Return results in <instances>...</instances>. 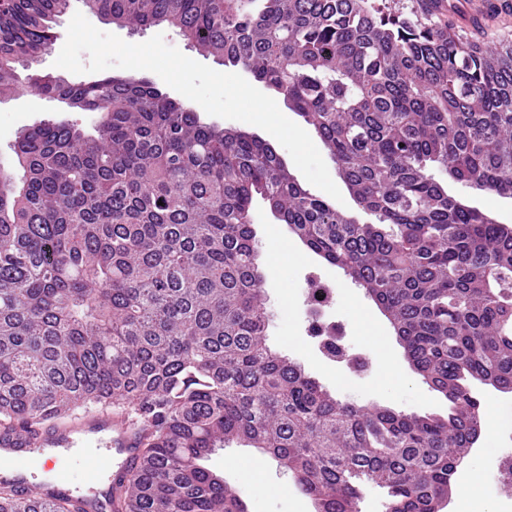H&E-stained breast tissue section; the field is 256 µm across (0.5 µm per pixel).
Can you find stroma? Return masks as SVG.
Masks as SVG:
<instances>
[{"mask_svg": "<svg viewBox=\"0 0 512 512\" xmlns=\"http://www.w3.org/2000/svg\"><path fill=\"white\" fill-rule=\"evenodd\" d=\"M89 22L101 31L115 34L129 43H141L163 34L168 45L178 48L191 59L201 60L216 71L224 64L198 52L174 28L162 24L136 31L109 23L96 15ZM101 119L97 112H71L57 101L43 98L27 88H20L0 100V165L12 169L11 146L18 132L41 122L73 121L86 131H93ZM264 281L263 289L269 316L268 344L281 355L295 361L332 396L343 403L378 406L418 415H447L448 403L438 392L422 383L408 362L404 349L385 317L376 323L365 322L354 307V300H365L343 270L329 264L292 235L287 225L279 223L264 203H256L252 213ZM328 280L335 290L332 307L337 320L345 326L344 344L350 354L363 358L365 366L354 371L327 362L307 334L304 314L308 279ZM397 358V371L383 372L384 354ZM485 413L497 416L495 425H483L482 433L464 458L463 464L474 469L481 481V497L501 512L503 502L497 496L494 460L499 453H512V391L500 392L476 382L472 385ZM261 462L269 480L259 488L253 462ZM210 470L222 476L248 507V512H315L312 499L296 485L291 473L284 471L268 456L254 448L233 442L212 454Z\"/></svg>", "mask_w": 512, "mask_h": 512, "instance_id": "stroma-1", "label": "stroma"}]
</instances>
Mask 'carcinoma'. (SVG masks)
<instances>
[{
	"label": "carcinoma",
	"instance_id": "carcinoma-1",
	"mask_svg": "<svg viewBox=\"0 0 512 512\" xmlns=\"http://www.w3.org/2000/svg\"><path fill=\"white\" fill-rule=\"evenodd\" d=\"M71 0H0V97L26 86L95 133L43 122L0 172V425L35 433L134 404L116 512H248L203 462L230 440L290 472L318 512H438L484 411L512 390V226L432 169L512 196V41L455 31L427 0H82L165 23L283 95L376 223L303 185L269 143L205 125L147 77L30 73ZM26 71L20 78L19 70ZM377 303L447 418L336 400L271 351L254 196ZM0 512H80L0 482Z\"/></svg>",
	"mask_w": 512,
	"mask_h": 512
}]
</instances>
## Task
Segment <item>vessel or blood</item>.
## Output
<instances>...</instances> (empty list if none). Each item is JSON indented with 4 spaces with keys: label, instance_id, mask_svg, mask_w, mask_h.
I'll return each mask as SVG.
<instances>
[{
    "label": "vessel or blood",
    "instance_id": "1",
    "mask_svg": "<svg viewBox=\"0 0 512 512\" xmlns=\"http://www.w3.org/2000/svg\"><path fill=\"white\" fill-rule=\"evenodd\" d=\"M88 442L95 443L105 467L86 495L83 508L85 512H110L111 493L139 448L138 431L124 411L88 413L68 426L47 427L35 434L0 430V480L39 499L71 494V483L65 475L47 483L32 481L30 463L38 459L46 469H53L59 458Z\"/></svg>",
    "mask_w": 512,
    "mask_h": 512
}]
</instances>
